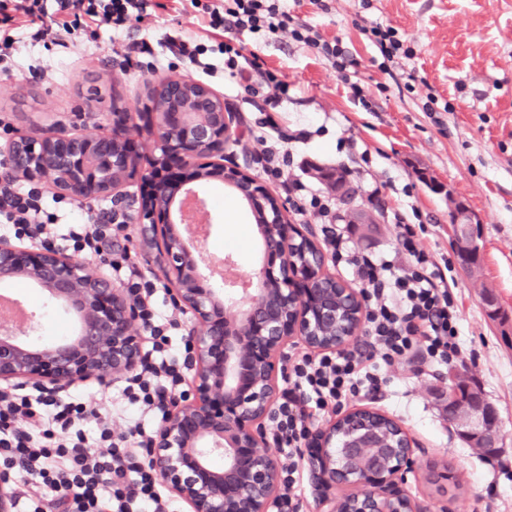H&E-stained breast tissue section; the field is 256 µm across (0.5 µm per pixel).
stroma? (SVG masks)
I'll list each match as a JSON object with an SVG mask.
<instances>
[{
    "mask_svg": "<svg viewBox=\"0 0 512 512\" xmlns=\"http://www.w3.org/2000/svg\"><path fill=\"white\" fill-rule=\"evenodd\" d=\"M294 23L339 41L368 102L359 104L335 69L290 33H244L231 44L256 52L278 70L288 97L278 107V146L290 157L291 179L326 193L312 171L343 168L348 190L334 202L357 253L393 255V210H418L422 243L447 259L462 312L461 353L448 367L427 364L392 369L372 406L396 418L417 444L405 491L430 512H512V324L487 315L486 298L512 316V0H286ZM393 27L414 50L380 67L366 30ZM202 15L176 8L135 23L130 35L98 31L93 43L45 50L22 38L23 72L0 73V116L11 134L33 135L57 126L74 133L112 128L113 108L134 110L149 83L170 74L203 83L236 112L241 142L226 144L225 158L256 155L266 88L243 92L215 58L206 75L160 47L163 37L185 40L201 32ZM153 44L154 70L139 67L131 39ZM434 92V111L423 103ZM213 253L232 255L241 273L260 260L256 225L248 207L219 184L209 187ZM463 204L479 225L476 267L464 270L452 245V210ZM37 315L43 336L68 331L62 314L45 307L34 287L8 284ZM459 371L495 409L503 440L497 452H477L448 423L442 398L449 370Z\"/></svg>",
    "mask_w": 512,
    "mask_h": 512,
    "instance_id": "stroma-1",
    "label": "stroma"
}]
</instances>
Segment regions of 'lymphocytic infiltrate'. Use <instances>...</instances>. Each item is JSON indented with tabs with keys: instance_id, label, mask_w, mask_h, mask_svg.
I'll list each match as a JSON object with an SVG mask.
<instances>
[{
	"instance_id": "obj_1",
	"label": "lymphocytic infiltrate",
	"mask_w": 512,
	"mask_h": 512,
	"mask_svg": "<svg viewBox=\"0 0 512 512\" xmlns=\"http://www.w3.org/2000/svg\"><path fill=\"white\" fill-rule=\"evenodd\" d=\"M169 0H0V72L17 62L16 36L26 31L31 43L64 46L93 42L97 29H129L132 22L167 11ZM207 20L203 36L179 42L180 57L209 71L207 57L224 55V66L236 70L238 60L225 42L228 33L290 30L294 40L317 50L341 78L351 65L343 48L322 40L310 27H291L282 0H189ZM54 18L46 26V18ZM260 164L266 175L279 179L292 194L296 215H317L321 232L336 265L350 269L367 303L366 349L356 352L288 355L285 386L277 402L271 442L284 453L277 512H301V470L304 452L315 442L314 430L330 408L348 397H376L396 366L431 363L442 366L460 354V310L454 300L455 282L434 253L417 239L407 215L394 213L399 248L393 257L356 253L337 223L332 200L301 191L284 175L287 155L269 147ZM61 217L49 208L37 185L0 182V225L51 246L65 239L69 249L97 255L110 272L125 282L131 303L151 338L140 369L125 381L123 393L137 413L124 430L111 420L96 422V444L88 446L83 424L88 412L71 400L46 409L41 396L0 391V477L18 469L34 477L30 498L50 490L55 512H173L152 466L147 420L164 415L169 403L184 397L181 387L189 358L188 346H176L178 321L158 303L157 284L135 267L128 247L117 240L125 219L108 209L89 214L67 235H60Z\"/></svg>"
}]
</instances>
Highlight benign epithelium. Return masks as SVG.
Wrapping results in <instances>:
<instances>
[{
    "label": "benign epithelium",
    "mask_w": 512,
    "mask_h": 512,
    "mask_svg": "<svg viewBox=\"0 0 512 512\" xmlns=\"http://www.w3.org/2000/svg\"><path fill=\"white\" fill-rule=\"evenodd\" d=\"M143 123L118 131L69 133L50 127L18 135L0 146L7 177L45 183L57 195L81 203L101 197L127 202L142 246L154 254L179 305L191 315L189 395L174 402L152 440V464L189 512H273L281 469L270 450L266 422L285 372L284 350L301 343L314 352L346 350L361 334L365 306L360 293L329 272L327 253L306 226L288 234L286 207L248 168L224 163V143L238 137L236 113L215 90L172 75L137 107ZM147 190L136 196V180ZM224 184L260 216L261 260L248 277H230V259L207 253L212 216L182 218L180 202L213 181ZM456 229L476 238L464 208ZM302 252L307 262L294 261ZM24 282L68 315L75 330L56 339L36 335L32 320L0 323V384H31L59 394L88 380L108 384L133 372L142 353V331L125 290L88 260L52 247L37 251L0 238V283ZM350 312L341 322L337 303ZM392 417L357 406L320 428V450L307 461L312 486L366 484L364 495L344 497L332 512H426L397 490L415 466V442L399 421L398 443L386 460L362 464L374 436L364 422ZM469 439L499 429L498 417L473 404L460 423ZM223 464L216 467L213 460Z\"/></svg>",
    "instance_id": "benign-epithelium-1"
}]
</instances>
